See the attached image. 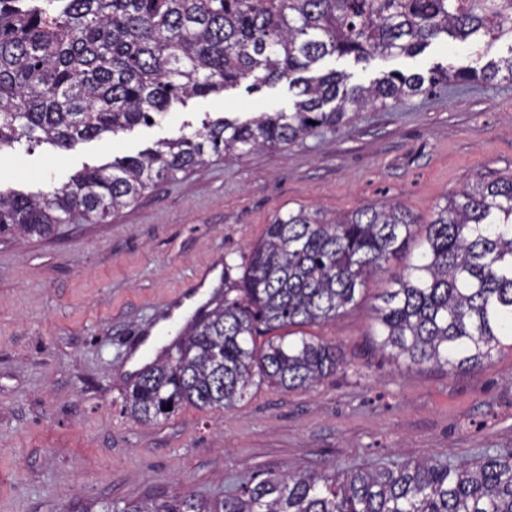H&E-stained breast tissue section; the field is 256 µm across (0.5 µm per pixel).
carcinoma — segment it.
I'll list each match as a JSON object with an SVG mask.
<instances>
[{
	"instance_id": "1",
	"label": "carcinoma",
	"mask_w": 512,
	"mask_h": 512,
	"mask_svg": "<svg viewBox=\"0 0 512 512\" xmlns=\"http://www.w3.org/2000/svg\"><path fill=\"white\" fill-rule=\"evenodd\" d=\"M475 35L512 38V0H0V151L23 143L67 151L244 79L298 89L291 111L209 120L41 192H0V235L45 237L77 217L103 220L208 154L288 146L351 112L420 95L426 82L512 81V56L452 75L443 67L427 78L386 74L368 87L336 71L303 76L327 55L369 63ZM419 226L398 205L330 220L303 208L277 217L249 247L239 279L224 267V301L190 324L176 355L138 372L127 414L148 423L184 404L231 406L257 380L293 390L335 374L336 346L303 328L354 303ZM374 319L377 345L412 365L478 366L512 340V177L480 180L438 207L423 249ZM105 512H512V454L484 455L466 470L405 462L271 474L218 498L188 493Z\"/></svg>"
}]
</instances>
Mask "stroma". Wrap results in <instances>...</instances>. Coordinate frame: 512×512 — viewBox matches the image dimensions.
Instances as JSON below:
<instances>
[{
    "label": "stroma",
    "instance_id": "stroma-1",
    "mask_svg": "<svg viewBox=\"0 0 512 512\" xmlns=\"http://www.w3.org/2000/svg\"><path fill=\"white\" fill-rule=\"evenodd\" d=\"M512 55V39L432 42L415 56L371 64L329 55L319 73L367 86L383 74L437 65L479 68ZM287 82L246 84L175 105L150 125L58 152L0 156V190L59 185L76 171L175 139L206 118L289 110ZM512 176V82L439 86L399 105L352 113L335 129L234 160L209 157L147 190L103 222L61 225L53 237L0 236V512H82L85 504L223 495L294 470H349L405 461L465 467L512 453V349L475 368L416 366L383 353L373 310L403 272L399 255L370 277L336 321L309 327L334 344L336 375L307 389L261 384L224 409L180 407L133 421L125 399L144 329L209 271L205 298L239 278L251 244L299 207L327 219L366 204H398L428 223L465 184Z\"/></svg>",
    "mask_w": 512,
    "mask_h": 512
}]
</instances>
